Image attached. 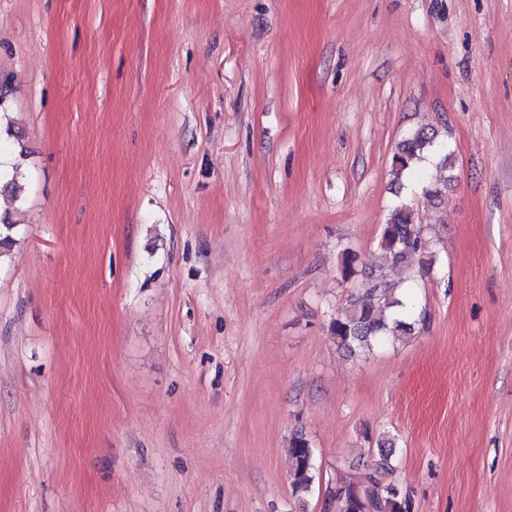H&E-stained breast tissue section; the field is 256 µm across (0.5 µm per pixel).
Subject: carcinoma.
<instances>
[{"label": "carcinoma", "mask_w": 512, "mask_h": 512, "mask_svg": "<svg viewBox=\"0 0 512 512\" xmlns=\"http://www.w3.org/2000/svg\"><path fill=\"white\" fill-rule=\"evenodd\" d=\"M434 154L442 163L450 161L453 153L448 145L437 140V133L424 129L401 140L392 156V172L399 176L414 168L425 156ZM13 159L11 172L0 171V197L14 203L20 198L21 158ZM19 225L12 220L11 208L0 211V255L10 251ZM424 227L414 223L413 213L405 205L395 207L381 225L376 269L366 275L346 305L336 311L329 322V332L336 349L347 356L371 352L375 347L397 343L415 333L425 316L415 311L413 304L394 295L387 271L397 267L419 266L430 269L433 256L425 251ZM357 254L349 247L341 252L339 275L350 281L356 277ZM291 490L301 505L312 493L316 481L315 453L306 435L297 433L291 443ZM348 497L345 512H411L410 498L392 483H383L369 474L353 476L336 489V498Z\"/></svg>", "instance_id": "obj_1"}]
</instances>
